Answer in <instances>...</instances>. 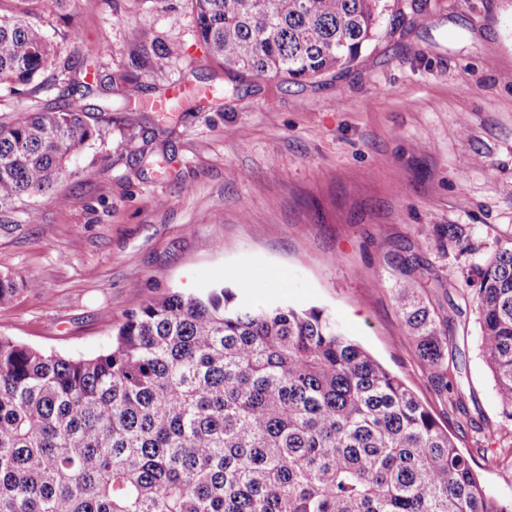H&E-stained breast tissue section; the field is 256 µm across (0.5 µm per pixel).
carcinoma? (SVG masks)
I'll list each match as a JSON object with an SVG mask.
<instances>
[{
    "label": "carcinoma",
    "instance_id": "cac0c4a2",
    "mask_svg": "<svg viewBox=\"0 0 512 512\" xmlns=\"http://www.w3.org/2000/svg\"><path fill=\"white\" fill-rule=\"evenodd\" d=\"M230 73L293 81L349 67L379 0H190ZM54 105L0 120V211L48 194L89 125L79 72L39 25L0 14V85L45 71ZM502 418L512 422V242L464 280ZM0 274V306L19 287ZM398 310L442 391L448 336L413 290ZM0 512H512L407 384L324 310L256 309L222 283L172 292L93 358L0 336Z\"/></svg>",
    "mask_w": 512,
    "mask_h": 512
}]
</instances>
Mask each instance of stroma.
<instances>
[{
  "label": "stroma",
  "mask_w": 512,
  "mask_h": 512,
  "mask_svg": "<svg viewBox=\"0 0 512 512\" xmlns=\"http://www.w3.org/2000/svg\"><path fill=\"white\" fill-rule=\"evenodd\" d=\"M28 19L81 62L87 119L109 135L49 197L0 212V274L40 284L0 306V335L91 358L131 312L217 281L255 307H320L512 498V425L461 293L512 239V0H381L360 57L301 82L225 72L189 0H74L67 16L36 0ZM174 85L171 111L148 110ZM448 224L460 240L438 236ZM402 286L445 321L467 416L420 364Z\"/></svg>",
  "instance_id": "35a3bbf8"
}]
</instances>
